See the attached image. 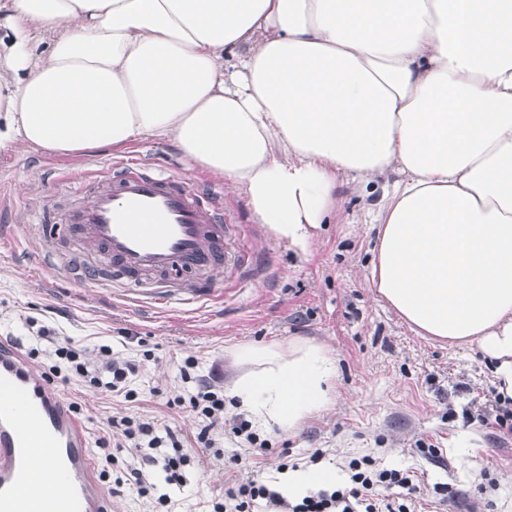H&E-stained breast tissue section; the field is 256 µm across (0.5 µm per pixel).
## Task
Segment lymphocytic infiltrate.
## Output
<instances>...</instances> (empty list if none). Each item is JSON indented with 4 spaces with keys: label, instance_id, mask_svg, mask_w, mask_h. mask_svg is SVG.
I'll return each mask as SVG.
<instances>
[{
    "label": "lymphocytic infiltrate",
    "instance_id": "obj_1",
    "mask_svg": "<svg viewBox=\"0 0 512 512\" xmlns=\"http://www.w3.org/2000/svg\"><path fill=\"white\" fill-rule=\"evenodd\" d=\"M54 356L53 364L41 374L44 381L74 378L98 393L135 401L130 384L140 372L139 361L119 357L105 344L90 351L69 339L56 345ZM195 368L194 359L185 360L181 378L190 388L166 402L167 407L195 415L198 424L194 436L184 435L177 427L141 414L108 418L109 434L97 441L101 479L110 478L109 471L116 465L119 453L132 457L120 477L110 478L114 481L113 494H120L127 487L141 496H154L156 506L166 508L171 498L169 494L156 493L153 475L162 472L166 485L185 486L186 449L209 450L215 448L221 436L230 435L252 450H267V440L253 432L243 416L225 422L224 392L216 376L196 374ZM348 472L346 485L330 492L317 491L298 503L287 500L273 489L270 481L261 477L237 480L225 487L223 495L212 499L211 512H255L261 505L270 512H417L419 502L415 497L413 470L385 469L366 455L350 460ZM396 487L404 489V497H391L390 492Z\"/></svg>",
    "mask_w": 512,
    "mask_h": 512
}]
</instances>
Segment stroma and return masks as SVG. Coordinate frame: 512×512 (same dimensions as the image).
<instances>
[{
	"instance_id": "obj_1",
	"label": "stroma",
	"mask_w": 512,
	"mask_h": 512,
	"mask_svg": "<svg viewBox=\"0 0 512 512\" xmlns=\"http://www.w3.org/2000/svg\"><path fill=\"white\" fill-rule=\"evenodd\" d=\"M122 156L222 188L240 242L254 250L255 259L244 282L222 301L178 313L134 310L92 283L75 285L37 273L31 255L40 240L32 207L67 209L73 198L64 173L98 170L114 154L52 156L20 141L0 147V231L14 240L12 247L0 248V344L16 346L23 355L38 348V359L30 364L34 370L49 362L53 350L36 338L42 326L88 348L108 344L120 356H139L137 344L117 343L126 331L146 340L152 351L135 403L99 397L74 379L51 383L52 391L79 403L88 442L104 435L106 418L114 412L150 411L194 434V415L165 406L168 393L181 384L179 367L186 358L197 361L198 373L218 372L226 384L236 374L231 356L236 346L313 339L338 359L335 402L294 432L260 430L270 450L254 457L258 470L269 473L283 451L289 463L308 468L310 453L319 449L325 453L322 466L341 474L350 458L368 454L384 467L415 471L425 512H468L475 502L482 512H512V443L497 441L481 422L462 416L497 388L494 363L478 346L451 347L417 334L371 284L381 191L368 195L361 184L344 179L335 218L314 229L303 252L258 223L243 194L224 178L189 164L169 144L145 136ZM420 441L436 445L440 461L426 459L416 447ZM219 447L220 457L187 463V485L171 494L175 512H204L211 494L232 481L227 465L238 447L227 440ZM443 485L454 500L436 494Z\"/></svg>"
}]
</instances>
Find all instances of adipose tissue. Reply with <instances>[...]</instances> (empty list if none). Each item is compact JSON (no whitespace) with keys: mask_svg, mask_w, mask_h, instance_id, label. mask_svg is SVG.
Returning a JSON list of instances; mask_svg holds the SVG:
<instances>
[{"mask_svg":"<svg viewBox=\"0 0 512 512\" xmlns=\"http://www.w3.org/2000/svg\"><path fill=\"white\" fill-rule=\"evenodd\" d=\"M0 140L52 155L165 140L300 251L338 178L393 175L377 294L479 345L512 397V0H0ZM59 29L47 55L38 33ZM228 392L292 432L335 402L322 343L242 344ZM331 468L285 472L299 499Z\"/></svg>","mask_w":512,"mask_h":512,"instance_id":"obj_1","label":"adipose tissue"}]
</instances>
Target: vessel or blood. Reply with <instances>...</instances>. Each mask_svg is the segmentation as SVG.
<instances>
[{
	"label": "vessel or blood",
	"mask_w": 512,
	"mask_h": 512,
	"mask_svg": "<svg viewBox=\"0 0 512 512\" xmlns=\"http://www.w3.org/2000/svg\"><path fill=\"white\" fill-rule=\"evenodd\" d=\"M70 183L63 230L91 257L62 252L45 224L34 262L71 283L120 289L132 306L195 304L223 298L210 274L235 277L251 259L221 191L126 159ZM0 512H112L83 420L13 351H0Z\"/></svg>",
	"instance_id": "1"
}]
</instances>
